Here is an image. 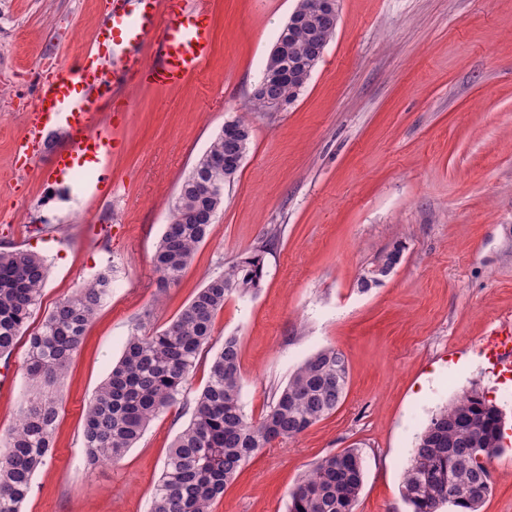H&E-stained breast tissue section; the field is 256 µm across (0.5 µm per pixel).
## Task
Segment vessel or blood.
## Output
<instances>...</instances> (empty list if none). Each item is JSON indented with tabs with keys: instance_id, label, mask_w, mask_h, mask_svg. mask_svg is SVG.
Here are the masks:
<instances>
[{
	"instance_id": "vessel-or-blood-1",
	"label": "vessel or blood",
	"mask_w": 512,
	"mask_h": 512,
	"mask_svg": "<svg viewBox=\"0 0 512 512\" xmlns=\"http://www.w3.org/2000/svg\"><path fill=\"white\" fill-rule=\"evenodd\" d=\"M213 20L207 0H107L105 15L83 53L40 77L27 106L24 135L14 154L36 160L47 132L58 130L66 145L38 175L58 185L78 169L108 156L113 138L101 122L129 75L152 88H172L201 74L213 51ZM158 43L151 63L141 61L149 40ZM122 57H115V49ZM483 352L502 377L512 376V322H502L483 339Z\"/></svg>"
}]
</instances>
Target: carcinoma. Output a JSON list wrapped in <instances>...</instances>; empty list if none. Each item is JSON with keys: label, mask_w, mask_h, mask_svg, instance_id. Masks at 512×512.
Returning <instances> with one entry per match:
<instances>
[{"label": "carcinoma", "mask_w": 512, "mask_h": 512, "mask_svg": "<svg viewBox=\"0 0 512 512\" xmlns=\"http://www.w3.org/2000/svg\"><path fill=\"white\" fill-rule=\"evenodd\" d=\"M318 4L298 0L294 11L302 15V24L278 35L286 50L266 62L260 80L264 98L251 96L253 111L277 112L305 87L338 25L336 15L319 12ZM234 124L238 129L221 128L179 185L153 258L162 288L180 279L224 206V195L209 193L207 184L231 183L239 171L233 154L244 156L249 149V127L241 120ZM266 253L263 245L224 264L160 328L146 330L149 310L134 325L119 361L85 409L83 448L89 464L121 460L148 424L188 393L198 360L211 350L216 314L227 297L259 288ZM47 276V261L38 253L0 249V356L11 353L25 326L41 315L29 335L26 371L43 386L63 375L112 287L111 271L101 272L43 312ZM348 376L343 352L322 348L303 360L269 411L253 421L242 406L239 339L224 337L210 360L207 382L194 396L192 418L169 448L151 512H213L250 456L298 437L336 412V392L346 390ZM58 415L55 399L43 394L21 410L0 448V512H20L35 473L51 455ZM502 429L501 411L475 390L436 413L404 473L402 496L411 512H441L447 505L480 512L491 492L487 463L501 449ZM362 484L358 449L328 454L291 490L288 512H354Z\"/></svg>", "instance_id": "cac0c4a2"}]
</instances>
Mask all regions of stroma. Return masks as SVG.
Returning <instances> with one entry per match:
<instances>
[{"label":"stroma","mask_w":512,"mask_h":512,"mask_svg":"<svg viewBox=\"0 0 512 512\" xmlns=\"http://www.w3.org/2000/svg\"><path fill=\"white\" fill-rule=\"evenodd\" d=\"M106 0H0V246L46 258L42 306L103 271L112 287L66 374L51 458L23 512H150L168 450L191 419L181 402L116 463L89 465L86 404L145 310L176 316L207 277L269 245L254 293L229 297L214 324L241 344L242 403L260 418L308 355L333 346L349 364L339 409L246 460L214 512H288L313 463L363 458L355 512H408L404 469L431 416L475 389L505 414L481 512H512V380L482 350L512 317V0H339L333 39L296 101L253 112L251 93L296 0H209L213 53L202 79L119 88L118 141L102 166L54 194L11 152L40 62L74 59ZM251 143L208 240L176 284L159 288L157 243L181 180L225 121ZM117 231L99 233L98 225ZM392 272L360 287L379 257ZM28 342L0 356V438L33 393Z\"/></svg>","instance_id":"35a3bbf8"}]
</instances>
